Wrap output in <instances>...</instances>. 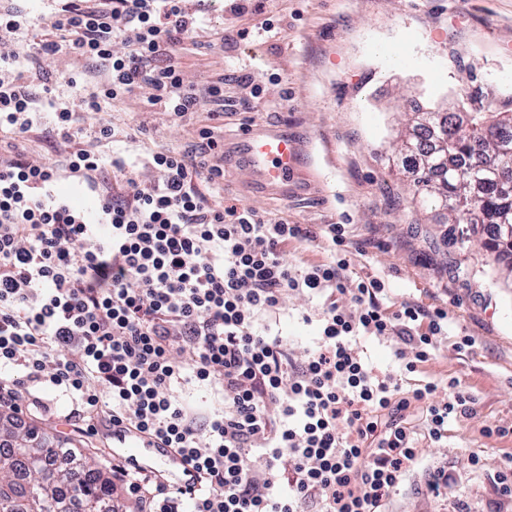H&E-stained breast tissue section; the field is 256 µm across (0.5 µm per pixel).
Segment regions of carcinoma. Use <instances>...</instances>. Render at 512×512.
Returning <instances> with one entry per match:
<instances>
[{"instance_id":"1","label":"carcinoma","mask_w":512,"mask_h":512,"mask_svg":"<svg viewBox=\"0 0 512 512\" xmlns=\"http://www.w3.org/2000/svg\"><path fill=\"white\" fill-rule=\"evenodd\" d=\"M498 115L494 100L478 90L469 96L461 116L413 113L399 140L413 160L422 207L446 211L447 224H463L465 211L452 205L471 197L480 209V224L512 248V239L499 230L500 217L512 214V194L496 187V178L512 176V153L494 156L497 140L512 142V126H501ZM450 158H465L468 164H450ZM62 447L36 428L0 434V512H62L71 502L75 512H112V484L96 464L80 457L71 468L52 469V459Z\"/></svg>"}]
</instances>
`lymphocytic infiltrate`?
Here are the masks:
<instances>
[{"label":"lymphocytic infiltrate","mask_w":512,"mask_h":512,"mask_svg":"<svg viewBox=\"0 0 512 512\" xmlns=\"http://www.w3.org/2000/svg\"><path fill=\"white\" fill-rule=\"evenodd\" d=\"M55 37L34 58L50 76L61 49L109 66L99 91L56 108L53 132L82 134L81 116L147 91L180 119L200 100L229 101L224 78L185 83L175 52L199 22L185 0H61ZM27 87L0 78V408L44 386L70 395L65 422L82 435L127 423L178 449L205 474L174 488L112 463L137 512H387L420 461L422 442L477 414L474 396L432 379L408 382L448 328L442 308L385 306V284L347 279L345 227L313 230L242 203H215L192 185L224 179V146L211 128L190 149L150 151L145 182L123 159L99 182L101 156L81 149L32 161L24 141L37 120ZM90 196L75 204L56 185ZM323 240L329 259L289 265L290 247ZM329 295L303 321L302 354L260 324L290 297ZM400 338L376 370L361 338ZM71 348L53 361L51 347ZM215 390L210 415L180 401L179 384Z\"/></svg>","instance_id":"obj_1"}]
</instances>
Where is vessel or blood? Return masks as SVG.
<instances>
[{
  "instance_id": "1",
  "label": "vessel or blood",
  "mask_w": 512,
  "mask_h": 512,
  "mask_svg": "<svg viewBox=\"0 0 512 512\" xmlns=\"http://www.w3.org/2000/svg\"><path fill=\"white\" fill-rule=\"evenodd\" d=\"M241 147L255 181L269 188L287 187L299 172V146L281 131L260 126L250 129ZM105 437L112 444L113 456L121 459L131 470L150 471L161 480L181 485L196 480L195 470L181 454L131 426L112 427L106 431Z\"/></svg>"
}]
</instances>
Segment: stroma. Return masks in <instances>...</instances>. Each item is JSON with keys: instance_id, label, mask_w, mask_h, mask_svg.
Instances as JSON below:
<instances>
[{"instance_id": "1", "label": "stroma", "mask_w": 512, "mask_h": 512, "mask_svg": "<svg viewBox=\"0 0 512 512\" xmlns=\"http://www.w3.org/2000/svg\"><path fill=\"white\" fill-rule=\"evenodd\" d=\"M186 7L200 16L176 55L187 82L201 89L223 76L225 94L237 97L234 76L252 74L262 87L253 107H228L214 119L203 101L197 112L175 120L148 105L140 91L84 113L86 136L64 142L47 135L53 116L30 68L36 43L50 36L58 4L21 0L27 22L5 47L16 56L5 76L29 84L35 95L40 119L27 135L28 158L55 160L91 148L107 163L125 158L149 180L148 149L188 148L208 126L224 140V187L198 181L195 189L291 224L345 225L353 276L381 279L393 301L447 310L448 335L427 371L455 381L479 402L478 415L450 425L447 440L423 444L419 468L394 495L392 512H455L461 501L470 512H512V497L492 480L512 437L481 434L489 423L512 425V288L502 286L494 255L482 246L489 232L480 230L466 248L449 244L447 225L418 207L412 175L395 154L405 115L418 106L460 101L477 86L497 105L512 100V0H264L263 16L274 22L268 32L258 30L260 18L232 11L228 0H188ZM243 28L250 36L236 40ZM54 69L50 96L60 105L106 79L104 69L66 50L57 53ZM102 122L123 128V136L94 139ZM258 122L288 131L300 145L301 168L287 195L261 193L245 172L237 146L243 128ZM317 305L302 296L287 303L279 328L295 350L311 340L314 328L302 315ZM40 396L49 411L22 400L9 413L11 423L39 427L111 471L112 452L99 437L71 434L63 419L69 397L54 389ZM473 452L482 459L480 468L466 465ZM433 466L451 477L438 497L416 491Z\"/></svg>"}]
</instances>
